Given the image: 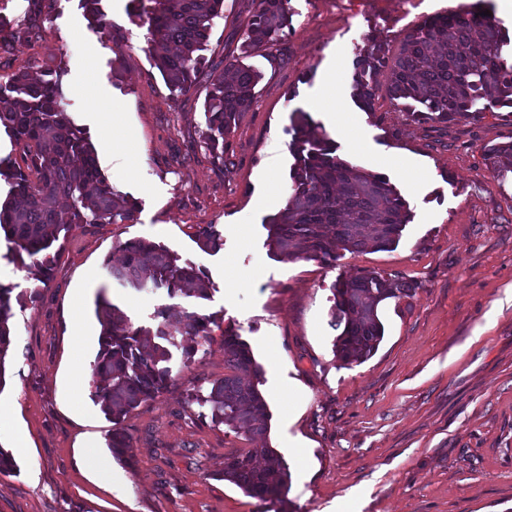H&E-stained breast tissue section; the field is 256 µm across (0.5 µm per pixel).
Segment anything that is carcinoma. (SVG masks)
I'll use <instances>...</instances> for the list:
<instances>
[{"mask_svg": "<svg viewBox=\"0 0 512 512\" xmlns=\"http://www.w3.org/2000/svg\"><path fill=\"white\" fill-rule=\"evenodd\" d=\"M91 24L112 42L119 36L100 12L101 0H81ZM244 23L242 54L259 55L271 64L288 59L282 45L290 28V0H255ZM484 0L458 11L437 13L407 32L398 53L384 44L358 51L353 99L365 112H375L374 75L389 69L388 97L394 108L417 124L448 125L461 117L474 120L497 108L512 109V39L492 17ZM130 15L146 28V47L153 66L174 96L189 93L198 81L202 52L215 21L224 17V0H131ZM234 78L210 75L204 102L205 130L201 137L215 161L224 163L228 136L241 112L252 105L261 79L256 68L237 62ZM62 68L37 78L19 71L0 79V128L23 146L22 162L0 158V181L9 190L0 200V238L7 259L17 269L44 284L54 256L68 233L81 224H119L134 220L135 203L116 190L101 172L87 132L75 125L62 105ZM291 167L288 199L270 218L268 246L287 261L313 260L333 265L342 252L368 247L387 250L397 245L413 219L408 201L386 177L353 167L336 156L335 142L314 133L306 112L292 118ZM494 176L512 184V142L484 149ZM34 171L29 180L24 169ZM197 240L205 250L218 251L223 238L214 224L198 226ZM121 263L106 264L108 276L126 288H164L169 296L208 298L201 273L176 254L146 239L119 245ZM414 288L392 282L375 272L339 280L332 287V318L342 331L334 341L335 357L345 365L362 363L378 349L384 336L380 308L389 299L412 296ZM13 288L0 284V392L6 384V357L12 345ZM101 345L92 365V399L112 422L109 448L120 458L130 448L122 427L141 404L154 399L172 381L174 357L188 365L192 351L183 342L202 347L213 340L214 314L184 310L170 325L164 312L156 328L136 326L105 297L96 302ZM224 366L229 373L207 394L192 392L190 401L207 408L211 422L226 425L250 439L267 434V402L259 389L261 370L247 344L224 330ZM224 479L274 512H287L290 473L282 456L265 445L233 454L224 461Z\"/></svg>", "mask_w": 512, "mask_h": 512, "instance_id": "obj_1", "label": "carcinoma"}]
</instances>
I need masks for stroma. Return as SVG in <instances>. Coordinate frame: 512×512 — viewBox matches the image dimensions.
<instances>
[{
    "instance_id": "35a3bbf8",
    "label": "stroma",
    "mask_w": 512,
    "mask_h": 512,
    "mask_svg": "<svg viewBox=\"0 0 512 512\" xmlns=\"http://www.w3.org/2000/svg\"><path fill=\"white\" fill-rule=\"evenodd\" d=\"M474 0H291L284 37L287 64L258 56L255 103L230 136L223 163L200 137L206 74L241 54L253 0H224L205 52L204 78L172 97L144 51L130 0H101L106 19L126 36L121 47L89 25L81 0H51L41 17L25 0H0V75L65 66L68 117L84 128L112 186L137 203L133 221L84 224L64 241L47 284L7 260L0 284L23 295L0 392V447L18 469L0 475V512H265L220 473L226 456L251 448L244 435L212 425L190 388L224 378L222 329L156 399L124 428L131 449L115 459L111 422L90 397L98 344V295L138 326L173 306L165 289L120 287L105 263L120 243L146 238L200 269L206 300H182L245 341L263 371L268 443L291 474V512H512V188L500 186L483 148L512 141V113L433 128L408 121L377 77V110L355 104L354 62L376 35L399 48L405 33L438 12ZM325 100L327 111L315 104ZM309 113L355 167L377 161L396 189L414 188L413 212L389 250L344 253L336 264L286 261L267 245L271 210L262 192L287 193L294 159L292 113ZM336 112L339 123L326 119ZM213 224L224 245L196 240ZM371 271L413 285L412 297L381 310L385 336L376 353L345 366L333 354L330 288ZM27 437L26 447L14 441ZM111 469L99 481L89 462Z\"/></svg>"
}]
</instances>
